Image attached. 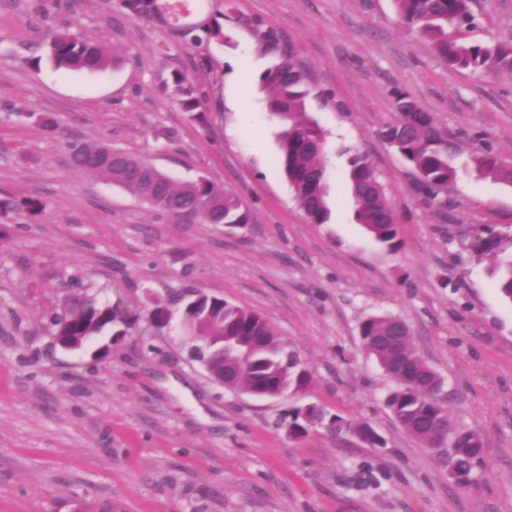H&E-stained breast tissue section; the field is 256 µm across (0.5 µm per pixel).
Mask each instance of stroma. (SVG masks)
<instances>
[{
	"label": "stroma",
	"mask_w": 512,
	"mask_h": 512,
	"mask_svg": "<svg viewBox=\"0 0 512 512\" xmlns=\"http://www.w3.org/2000/svg\"><path fill=\"white\" fill-rule=\"evenodd\" d=\"M163 19L118 0H0V195L37 198L0 239V512H73L78 499L123 512H512V304L475 261L477 230L512 231V186L459 169L440 214L381 136L395 90L410 94L459 153L512 161V76L448 69L404 28L393 0H158ZM469 41L512 36V0H473ZM223 42H191L211 20ZM292 47L325 132L329 218L309 223L276 159L279 126L261 78ZM106 45L123 64L74 74L43 61L53 33ZM199 89L206 123L163 87ZM92 139L145 157L175 182L202 175L252 220L227 227L158 216L70 164ZM367 156L400 225L378 243L354 219L349 152ZM137 315L109 356L54 345L47 316L74 281ZM187 288L261 314L310 369L302 400L229 391L150 321ZM389 315L451 391L453 425L479 432L470 489L385 404L393 380L365 352L360 324ZM369 424L373 448L325 425L294 438L298 404Z\"/></svg>",
	"instance_id": "1"
}]
</instances>
